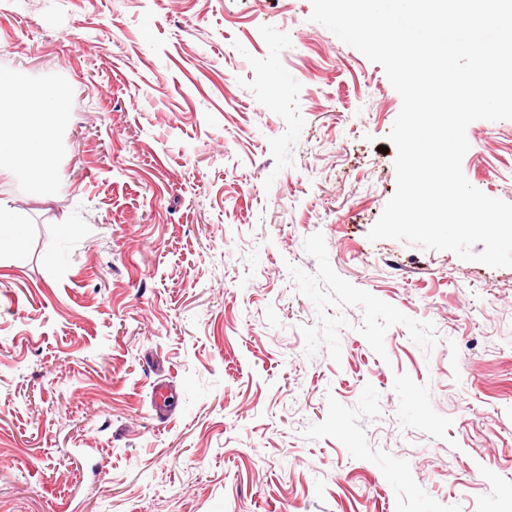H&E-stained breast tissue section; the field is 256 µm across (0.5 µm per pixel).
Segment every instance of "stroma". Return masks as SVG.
I'll use <instances>...</instances> for the list:
<instances>
[{
  "mask_svg": "<svg viewBox=\"0 0 512 512\" xmlns=\"http://www.w3.org/2000/svg\"><path fill=\"white\" fill-rule=\"evenodd\" d=\"M311 12L0 0L68 114L52 196L0 175V512H512V268L369 240L401 98ZM466 137L512 203V120ZM21 224L20 213L8 200L0 199V253L9 250L14 256H20V240L14 232V225Z\"/></svg>",
  "mask_w": 512,
  "mask_h": 512,
  "instance_id": "1",
  "label": "stroma"
}]
</instances>
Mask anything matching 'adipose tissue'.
Instances as JSON below:
<instances>
[{"label": "adipose tissue", "mask_w": 512, "mask_h": 512, "mask_svg": "<svg viewBox=\"0 0 512 512\" xmlns=\"http://www.w3.org/2000/svg\"><path fill=\"white\" fill-rule=\"evenodd\" d=\"M64 97L58 86L31 89L0 77V160L32 170L46 192L57 177L54 142L67 121L59 110Z\"/></svg>", "instance_id": "obj_1"}]
</instances>
